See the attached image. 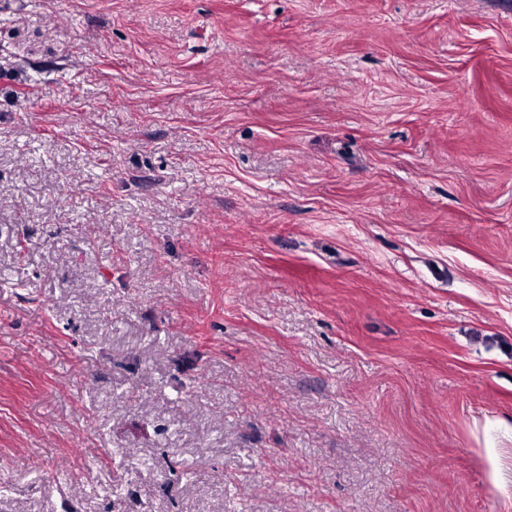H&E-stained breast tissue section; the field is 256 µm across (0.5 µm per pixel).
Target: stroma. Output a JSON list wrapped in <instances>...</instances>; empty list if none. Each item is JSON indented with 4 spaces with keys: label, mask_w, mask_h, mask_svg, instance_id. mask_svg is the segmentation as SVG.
<instances>
[{
    "label": "stroma",
    "mask_w": 512,
    "mask_h": 512,
    "mask_svg": "<svg viewBox=\"0 0 512 512\" xmlns=\"http://www.w3.org/2000/svg\"><path fill=\"white\" fill-rule=\"evenodd\" d=\"M0 512H512V0H0Z\"/></svg>",
    "instance_id": "stroma-1"
}]
</instances>
